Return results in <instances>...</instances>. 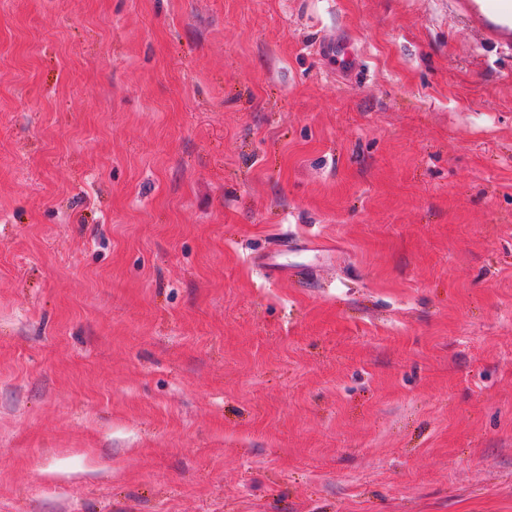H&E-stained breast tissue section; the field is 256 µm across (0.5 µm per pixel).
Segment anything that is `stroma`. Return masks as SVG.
I'll use <instances>...</instances> for the list:
<instances>
[{
	"label": "stroma",
	"instance_id": "1",
	"mask_svg": "<svg viewBox=\"0 0 512 512\" xmlns=\"http://www.w3.org/2000/svg\"><path fill=\"white\" fill-rule=\"evenodd\" d=\"M499 3L0 0V512H512Z\"/></svg>",
	"mask_w": 512,
	"mask_h": 512
}]
</instances>
